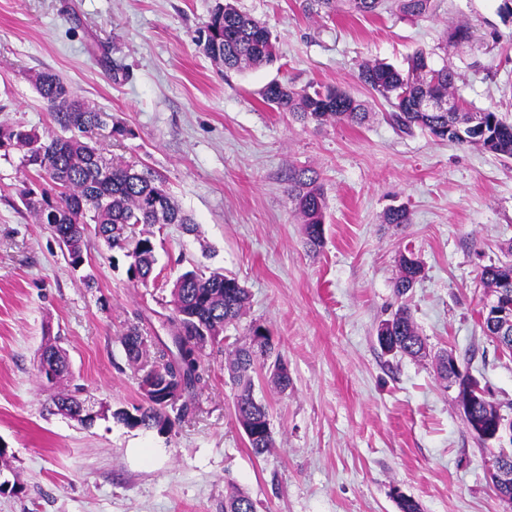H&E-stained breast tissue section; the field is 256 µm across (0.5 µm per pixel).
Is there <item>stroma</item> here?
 Masks as SVG:
<instances>
[{"label": "stroma", "mask_w": 512, "mask_h": 512, "mask_svg": "<svg viewBox=\"0 0 512 512\" xmlns=\"http://www.w3.org/2000/svg\"><path fill=\"white\" fill-rule=\"evenodd\" d=\"M502 0H434L420 18L325 15L308 0H236L278 49L261 68L227 70L197 42L214 0H0V124L55 125L34 87L52 71L126 136L99 135L107 161L161 175L196 224L152 228L159 274L134 285L129 261L90 239L72 269L22 205V151L0 156V512H224L235 491L256 512H504L486 452L456 388L436 370L452 352L493 402H512V358L480 328L483 266L512 248V160L477 146L403 133L389 104L358 80L361 66L402 68L418 50L451 65L473 110L512 121V15ZM469 37L449 39L457 25ZM334 86L369 110L360 126L321 127L263 104L271 81ZM320 175L322 243L310 247L288 196L289 167ZM406 206L411 221L387 224ZM423 273L397 297L400 254ZM224 269L250 294L223 340L207 343L209 386L165 429L129 427L117 411L142 404L140 373L122 338L136 314L166 336L173 281ZM93 275V286L83 282ZM406 305L428 355L384 353L381 320ZM265 327L288 366L280 391L266 360L255 398L274 446L255 456L235 415L229 352ZM65 350L73 379L39 371L41 347ZM102 406L89 426L57 414L59 388Z\"/></svg>", "instance_id": "35a3bbf8"}]
</instances>
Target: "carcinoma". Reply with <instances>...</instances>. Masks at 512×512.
I'll use <instances>...</instances> for the list:
<instances>
[{
	"mask_svg": "<svg viewBox=\"0 0 512 512\" xmlns=\"http://www.w3.org/2000/svg\"><path fill=\"white\" fill-rule=\"evenodd\" d=\"M309 2L312 10L330 13L343 7L361 15H376L388 3L404 17H421L432 9L434 0ZM203 33L205 53L226 69L267 66L278 58L267 27L230 0H215ZM359 80L390 103L393 111L388 113V120L401 132L420 128L438 140L450 142L448 125L468 120L469 113L465 111L434 113L417 109L418 102L425 97L456 98L457 73L447 64L434 66L423 51L410 57L406 70L383 62L366 63L361 67ZM34 85L60 132L44 136L23 125H0V150H24L23 160L30 176L20 191L23 204L39 223L47 226L66 260L73 264L87 260V236L92 225L95 235L104 240L108 249L120 251L129 259V278L147 283L156 264L155 243L151 232H137L135 228L179 224L192 232L193 220L171 200L160 175L139 170L132 164H110L104 160L88 134L107 125V113L87 106L55 73L38 74ZM261 98L267 106L317 126L336 122L361 125L368 116L364 103L331 86L297 89L272 81L262 89ZM480 120L482 130L470 134L465 144L512 159V123L489 110L480 112ZM286 181L289 197L305 224L308 241L313 246L320 245L325 201L319 174L311 168L290 167ZM398 263L400 275L395 281V292L402 297L421 276L422 266L419 261L409 263L402 256ZM506 278L512 279V261L485 266L480 273L488 295L502 288ZM247 303L248 291L222 269L205 273L193 268L182 273L171 290L169 336L157 341L156 360L143 371L139 381L142 389L146 377L153 375L171 392L165 400H143V404L134 407L133 414L119 411L116 418L131 427L162 430L170 424L167 409L176 407L179 415H185L188 404L183 398L196 396L209 385L208 371L201 362L204 344L224 335L242 316ZM136 318L138 322L129 327L122 344L129 362L140 364L146 355L143 322L147 318L141 314ZM389 323V344H384L381 333H376L384 352L412 358L426 355L425 342L407 307H400L378 329ZM41 358L55 378L69 372L66 356L58 347L46 346ZM230 368L237 387V419H245L259 428V437L250 440L249 447L254 455L260 456L272 447V436L265 430L266 408L253 395L254 351L245 347L232 350ZM82 402L77 395L68 393L53 400L59 412L72 411ZM224 512H255V506L247 496L236 494L226 499Z\"/></svg>",
	"mask_w": 512,
	"mask_h": 512,
	"instance_id": "carcinoma-1",
	"label": "carcinoma"
}]
</instances>
